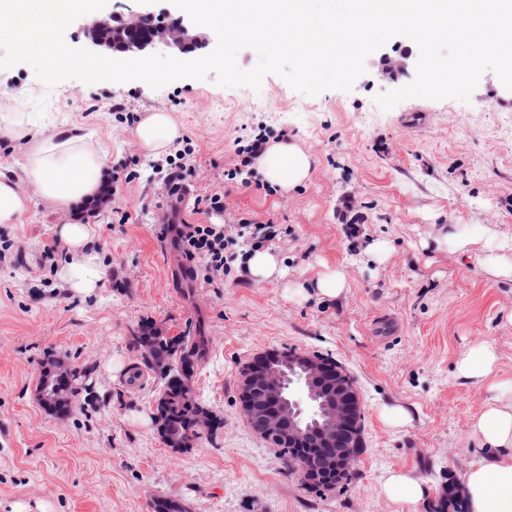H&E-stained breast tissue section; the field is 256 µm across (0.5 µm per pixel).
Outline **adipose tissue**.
<instances>
[{"mask_svg": "<svg viewBox=\"0 0 512 512\" xmlns=\"http://www.w3.org/2000/svg\"><path fill=\"white\" fill-rule=\"evenodd\" d=\"M11 132L26 143L20 173L31 191L19 192L14 182L17 172L9 167L0 169V224L18 223L33 199L47 200L65 209L96 192L104 159L85 137L62 128L50 138H33L18 118L12 120ZM181 135L179 125L167 112L150 113L134 131L142 151L152 156L160 155ZM256 166L270 185L286 192L304 183L311 174L308 154L293 142L269 145ZM94 235V227L85 223H68L57 229V237L69 257L63 278L79 295L92 294L103 276L92 248ZM449 242L460 253L479 256L488 273L512 277V236L499 238L494 255L487 254V239L481 233L453 236ZM497 359L494 345L483 343L463 353L456 363L460 377L485 386L490 394L472 424L489 455L472 464L464 475L470 512H512V383L495 377ZM379 491L395 504L409 508L420 505L429 495L424 479L407 471L388 472Z\"/></svg>", "mask_w": 512, "mask_h": 512, "instance_id": "ef3b65f1", "label": "adipose tissue"}]
</instances>
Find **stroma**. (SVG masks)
Here are the masks:
<instances>
[{
	"label": "stroma",
	"mask_w": 512,
	"mask_h": 512,
	"mask_svg": "<svg viewBox=\"0 0 512 512\" xmlns=\"http://www.w3.org/2000/svg\"><path fill=\"white\" fill-rule=\"evenodd\" d=\"M417 50L394 37L366 58L350 91L316 96L275 74L257 91L219 86L212 73L155 90L138 80L69 79L49 88L29 65L0 69L1 165L24 163L7 124L19 114L46 135L82 128L106 167L132 175L114 209L89 218L104 270L91 296L61 278L64 247L44 251L67 212L38 199L19 223L0 224V512H151L164 494L187 512H401L378 491L382 476L399 470L427 480L418 512H429L449 484H461L486 454L472 423L487 394L455 364L489 342L498 376L512 379V279L431 239L443 225L455 234L487 227L512 235V90L487 72L469 101L410 98L382 110L376 96L416 74L381 76L383 57ZM116 101L125 111H113ZM153 112L171 113L190 138L201 194L218 190L215 173L232 168L233 142L250 132L286 135L310 156L311 175L296 190L235 189L224 200L225 218L274 224L278 235L264 247L278 255L284 278L255 281L236 255L215 288L204 265L188 268L162 238L152 222L157 160L133 136ZM415 113L422 124L411 123ZM374 240L387 241L384 260L366 254ZM327 267L346 279L332 300L311 293ZM147 320L168 335L208 341L194 388L221 425L184 452L157 433V375L144 369L139 383L127 380L144 362L132 336ZM287 349L334 359L362 399L356 477L332 491L308 488L236 403L242 367ZM52 355L88 374L66 420L36 398ZM385 404L406 407L412 425H384Z\"/></svg>",
	"instance_id": "stroma-1"
}]
</instances>
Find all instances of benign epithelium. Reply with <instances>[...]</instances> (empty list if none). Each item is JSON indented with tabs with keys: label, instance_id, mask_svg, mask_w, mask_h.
Here are the masks:
<instances>
[{
	"label": "benign epithelium",
	"instance_id": "benign-epithelium-1",
	"mask_svg": "<svg viewBox=\"0 0 512 512\" xmlns=\"http://www.w3.org/2000/svg\"><path fill=\"white\" fill-rule=\"evenodd\" d=\"M152 35L132 36L118 47L127 56L143 58L161 45L179 55H189L208 44L207 37L182 18L150 10L128 15L112 11L95 17L84 36L90 50L107 49L97 34L108 30L130 35L149 20ZM412 55L384 57L382 74L391 76L413 65ZM37 399L44 405L72 402L71 390L49 376L41 378ZM237 405L245 421L272 448H300L313 443L318 449L310 464L298 472L311 484L324 476L342 484L354 472L355 451L361 431L362 401L351 376L322 357L296 350L275 351L248 363L240 380Z\"/></svg>",
	"mask_w": 512,
	"mask_h": 512
}]
</instances>
